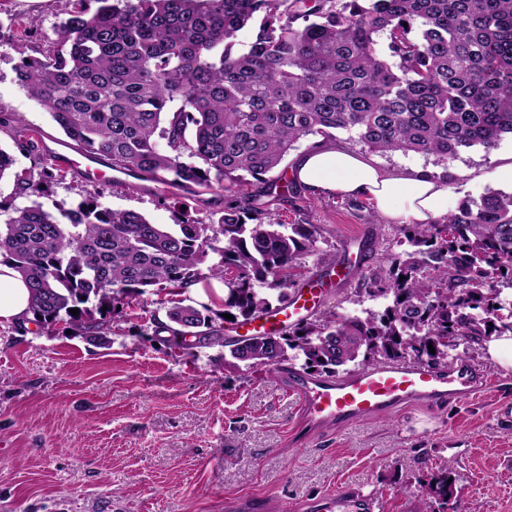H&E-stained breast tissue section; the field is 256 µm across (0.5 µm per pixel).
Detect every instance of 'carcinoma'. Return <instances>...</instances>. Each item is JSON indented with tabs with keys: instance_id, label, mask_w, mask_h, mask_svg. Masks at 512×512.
Returning <instances> with one entry per match:
<instances>
[{
	"instance_id": "1",
	"label": "carcinoma",
	"mask_w": 512,
	"mask_h": 512,
	"mask_svg": "<svg viewBox=\"0 0 512 512\" xmlns=\"http://www.w3.org/2000/svg\"><path fill=\"white\" fill-rule=\"evenodd\" d=\"M96 2L57 25L41 56L21 58L19 84L112 170L231 199L219 239L205 224H152L90 194L55 214L36 201L52 173H14L33 201L0 200V264L29 283V321L64 323L96 346L110 343L112 302L149 288L220 278L234 325L288 301L320 236L269 212L298 192L281 164L301 140L339 131L381 155L448 161L512 136V0ZM254 22L242 49L239 32ZM380 39L395 63L379 57ZM252 180L261 193L246 196ZM404 237L385 272L363 277L360 292L384 300L381 311L308 318L273 341L226 339L209 307L174 305L157 329L180 343L209 338L247 368L301 359L313 377L404 359L446 368L460 346L512 333V298L502 297L512 288V193L465 199ZM211 252L219 260L204 271Z\"/></svg>"
}]
</instances>
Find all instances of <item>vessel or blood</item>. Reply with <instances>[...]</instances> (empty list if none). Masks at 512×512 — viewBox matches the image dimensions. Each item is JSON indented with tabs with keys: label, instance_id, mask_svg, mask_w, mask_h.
Returning <instances> with one entry per match:
<instances>
[{
	"label": "vessel or blood",
	"instance_id": "vessel-or-blood-1",
	"mask_svg": "<svg viewBox=\"0 0 512 512\" xmlns=\"http://www.w3.org/2000/svg\"><path fill=\"white\" fill-rule=\"evenodd\" d=\"M59 162L84 181L112 180L110 168L93 157L58 154ZM317 289L301 287L290 294L287 304L273 309L243 327L245 335H280L288 326L309 317L317 308ZM486 377L465 363L439 371L414 360L378 363L344 377H311L300 374L288 379V390L311 441L336 428H347L366 420L397 414L414 406L433 411L468 399L487 389ZM279 512H374L368 496H354L349 490L323 495L313 502L283 501Z\"/></svg>",
	"mask_w": 512,
	"mask_h": 512
}]
</instances>
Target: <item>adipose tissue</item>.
Masks as SVG:
<instances>
[{"mask_svg":"<svg viewBox=\"0 0 512 512\" xmlns=\"http://www.w3.org/2000/svg\"><path fill=\"white\" fill-rule=\"evenodd\" d=\"M297 183L315 196L366 198L392 224H429L448 212V182L430 171L387 169L342 144L316 147L292 168ZM31 292L20 275L0 265V320L23 322Z\"/></svg>","mask_w":512,"mask_h":512,"instance_id":"obj_1","label":"adipose tissue"}]
</instances>
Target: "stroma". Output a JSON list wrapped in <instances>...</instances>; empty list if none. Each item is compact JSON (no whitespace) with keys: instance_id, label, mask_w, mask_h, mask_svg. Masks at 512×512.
<instances>
[{"instance_id":"35a3bbf8","label":"stroma","mask_w":512,"mask_h":512,"mask_svg":"<svg viewBox=\"0 0 512 512\" xmlns=\"http://www.w3.org/2000/svg\"><path fill=\"white\" fill-rule=\"evenodd\" d=\"M95 0H0V147L16 170L40 172L44 147L64 133L20 86L21 54L38 55L56 23ZM32 139L31 150L15 147ZM512 153V138L441 163L413 152L377 155L386 168L422 166L448 176L450 208L512 183L488 172ZM41 201L69 209L99 193L113 210H133L154 224L190 219L217 224L224 195L202 189L171 191L151 181L89 183L55 167ZM283 224H315L321 237L303 256L306 276H319L320 255L362 262L364 273L399 252L403 225L382 223L364 198L300 196L277 202ZM359 280L331 289L318 314H360L372 307L357 295ZM155 289L124 299L113 311L106 347L92 345L64 325L22 330L0 322V512H225L228 498L263 512L281 498L308 501L346 486L374 496L375 512H512V415L498 410L512 399V373L486 360L482 347L470 361L498 381L481 394L436 416L423 408L369 420L296 444L294 402L287 374L234 367L224 347L188 339L178 346L155 333L165 320ZM454 484L449 501L431 495L441 476Z\"/></svg>"}]
</instances>
